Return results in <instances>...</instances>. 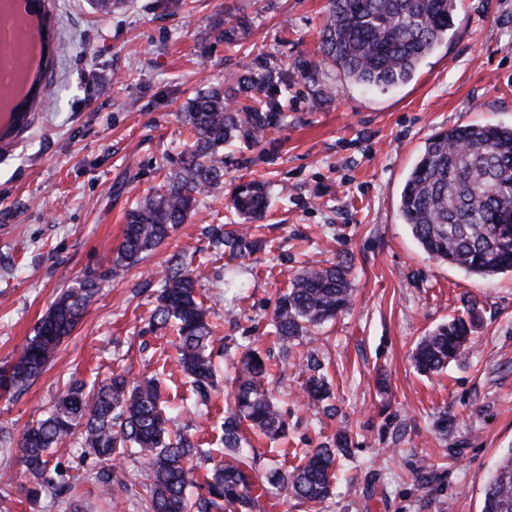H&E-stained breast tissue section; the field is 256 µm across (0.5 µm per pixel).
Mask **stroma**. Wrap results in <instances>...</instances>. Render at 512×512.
<instances>
[{
    "label": "stroma",
    "instance_id": "35a3bbf8",
    "mask_svg": "<svg viewBox=\"0 0 512 512\" xmlns=\"http://www.w3.org/2000/svg\"><path fill=\"white\" fill-rule=\"evenodd\" d=\"M327 0H193L172 14L157 0L110 13L91 0H44L61 38L42 105L0 143V366L12 364L61 290L87 272L100 291L46 370L21 394H0V428L20 436L70 378L159 374L176 424L218 447L228 402L190 404L174 346L148 323L155 271L192 255L209 319L222 323L218 377L245 348L268 357L286 436L247 438L262 462L297 465V452L348 436L333 495L320 504L279 496L277 512H481L484 485L512 448V272L490 280L430 259L398 212L401 185L426 141L458 125L512 126V0H457L448 39L405 85L369 91L318 49ZM249 21L238 47L214 41L216 19ZM288 76L279 126L251 148H224L225 189L268 181L262 231L202 197L147 259L107 280L125 211L158 186L165 155L187 137L180 112L195 90L235 84L258 63ZM269 240L243 258L220 253L208 225ZM354 264V300L336 320L288 342L271 332L279 295L303 264ZM477 308L472 351L420 374L421 336ZM316 357L331 396L310 406L302 387ZM145 458L125 461L129 490L103 495L80 480L71 506L29 500L17 444L0 445V494L11 512H140Z\"/></svg>",
    "mask_w": 512,
    "mask_h": 512
}]
</instances>
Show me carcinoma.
<instances>
[{
    "label": "carcinoma",
    "instance_id": "carcinoma-1",
    "mask_svg": "<svg viewBox=\"0 0 512 512\" xmlns=\"http://www.w3.org/2000/svg\"><path fill=\"white\" fill-rule=\"evenodd\" d=\"M455 7L456 0H328L319 50L353 83L366 89L395 87L409 81L424 57L448 36ZM246 29L241 18L229 27L218 20L211 31L216 41L233 44ZM47 70L46 65L39 67L27 91L5 95L0 139L25 124ZM267 89L288 91V78L265 65L259 71L246 69L233 86L210 87L188 99L183 121L190 144L170 161L162 184L126 212L123 238L105 277L117 278L138 265L187 220L198 197L224 185V144L251 146L273 129L281 102L273 95L257 99ZM227 203L236 213L260 221L268 204L266 185L256 180L236 185L227 193ZM399 215L436 261L485 279L512 270V235L505 236L512 226V126L459 125L431 137L403 182ZM209 233L232 254L260 243L246 241L223 224L210 227ZM189 265L175 255L160 272L152 325L176 333L182 370L198 401L206 405L215 389L218 327L206 320ZM97 293V277L87 273L57 297L19 357L0 367V393L24 390L45 369ZM352 302L348 261L322 269L303 267L277 299L274 333L283 341L299 338ZM474 323L470 311L468 317L456 316L422 337L414 352L417 367L438 372L465 355ZM319 367L317 359H308L313 374L304 391L316 404L330 397ZM268 378L262 353L256 348L242 352L221 423L222 448H204L192 436L173 430L155 376L133 380L122 371L92 385L73 379L18 442L22 465L31 477L27 495L70 502L77 476L50 469L48 455L73 438L81 448L78 466L93 463L85 475L112 492H126L129 486L126 470L114 462L147 457L140 473L148 490L142 512H268L282 492L305 503H321L331 494L337 455L348 451L346 435L336 436L334 448L305 451L301 463L289 469L261 466L243 448L246 424L270 440L288 429L283 410L270 395ZM217 456L220 462L203 476L199 466L189 464L194 457L210 462ZM481 512H512V448L485 485Z\"/></svg>",
    "mask_w": 512,
    "mask_h": 512
}]
</instances>
